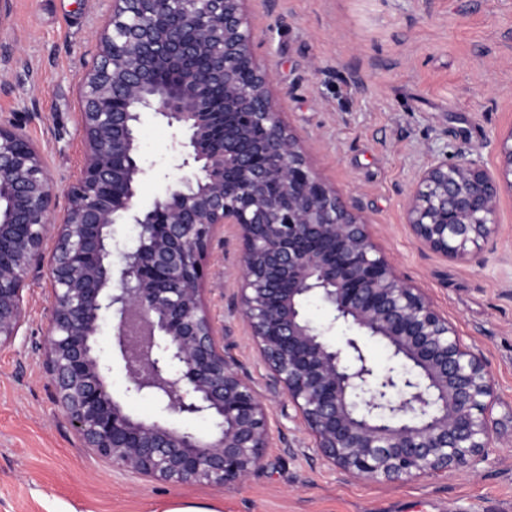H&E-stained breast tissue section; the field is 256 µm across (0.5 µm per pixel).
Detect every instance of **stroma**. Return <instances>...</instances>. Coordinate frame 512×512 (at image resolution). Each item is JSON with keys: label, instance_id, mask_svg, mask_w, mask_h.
Returning <instances> with one entry per match:
<instances>
[{"label": "stroma", "instance_id": "1", "mask_svg": "<svg viewBox=\"0 0 512 512\" xmlns=\"http://www.w3.org/2000/svg\"><path fill=\"white\" fill-rule=\"evenodd\" d=\"M108 0H13L0 25V122L22 119L41 151L58 208L79 172L78 84L97 56ZM256 54L283 118L317 171L363 206L378 248L422 288L487 363L497 399L492 446L475 473L383 484L346 477L317 455L267 372L236 298L238 242L225 226L204 265L205 303L224 343L264 391L270 443L243 484L170 488L112 469L83 448L45 372L52 306L45 274L24 292L15 342L0 348V512H162L173 503L219 512H512V195L467 262L419 245L404 203L428 151L478 154L496 169L512 128V0H250ZM173 131L145 119L141 204L177 178Z\"/></svg>", "mask_w": 512, "mask_h": 512}]
</instances>
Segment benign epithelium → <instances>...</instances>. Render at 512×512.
<instances>
[{"instance_id": "obj_1", "label": "benign epithelium", "mask_w": 512, "mask_h": 512, "mask_svg": "<svg viewBox=\"0 0 512 512\" xmlns=\"http://www.w3.org/2000/svg\"><path fill=\"white\" fill-rule=\"evenodd\" d=\"M245 2L111 0L98 58L79 81L84 161L59 219L40 150L21 125L0 123V348L18 335L30 273L46 266V373L82 445L172 486L244 482L263 465L268 411L201 288L212 241L230 224L241 242L237 298L269 390L287 396L321 459L385 483L471 471L491 447L487 364L378 250L358 202L315 170L282 120ZM147 114L174 130L182 175L144 207ZM497 150L494 176L464 153L419 170L405 207L419 242L467 261L491 236L501 194L512 192V128ZM119 223L136 226L133 243L115 236ZM309 297L356 336L328 343L305 316ZM107 319L122 398L98 353ZM361 336L407 370L374 369ZM131 395L153 399L160 417L136 415ZM167 414L204 418L209 432Z\"/></svg>"}]
</instances>
